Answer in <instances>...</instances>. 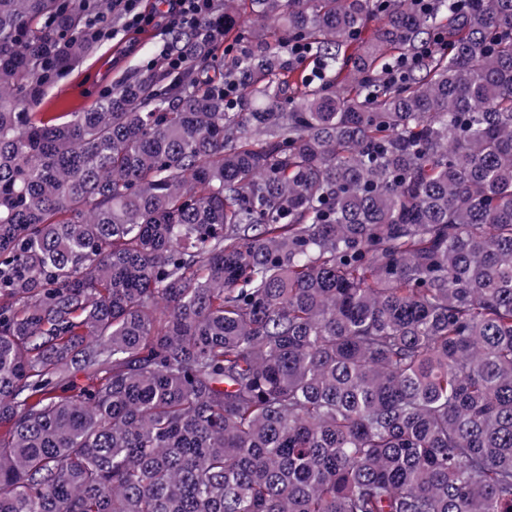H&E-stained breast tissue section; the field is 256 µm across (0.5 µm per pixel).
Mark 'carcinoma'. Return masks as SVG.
<instances>
[{
    "instance_id": "obj_1",
    "label": "carcinoma",
    "mask_w": 512,
    "mask_h": 512,
    "mask_svg": "<svg viewBox=\"0 0 512 512\" xmlns=\"http://www.w3.org/2000/svg\"><path fill=\"white\" fill-rule=\"evenodd\" d=\"M91 8L0 0V512H512V0H224L222 78L36 111Z\"/></svg>"
}]
</instances>
